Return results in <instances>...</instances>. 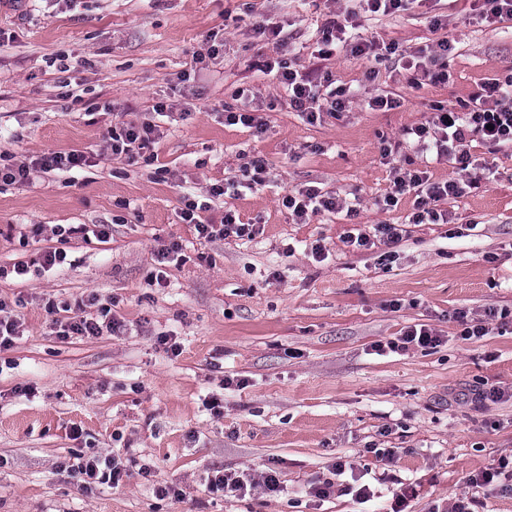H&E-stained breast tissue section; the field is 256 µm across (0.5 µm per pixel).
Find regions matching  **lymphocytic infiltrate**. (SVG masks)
<instances>
[{"label":"lymphocytic infiltrate","mask_w":512,"mask_h":512,"mask_svg":"<svg viewBox=\"0 0 512 512\" xmlns=\"http://www.w3.org/2000/svg\"><path fill=\"white\" fill-rule=\"evenodd\" d=\"M347 18L331 14L327 19L313 67L297 70L290 68L281 58H271L264 62L266 72L275 73L288 94V99L308 122L314 123L322 113L344 111L347 101L345 88L336 86L330 71L324 63L331 59L339 43L347 42ZM448 41L437 42L435 52L419 50L404 64L410 74L412 84H440L448 79L447 73L437 69L438 55L447 54ZM481 140L495 146L502 142H512V73L505 78H490L482 82L469 96L468 102L457 109H438L424 124L407 128L400 141L384 145L382 154L391 158L397 156L401 147L408 145L437 157L454 160L457 176L443 182L431 181L426 172L395 170L391 188L384 198L386 206L397 205L400 196L413 192L417 204L410 221L414 224H444L448 221L447 211L440 204L448 198L462 196L467 184L465 173L474 170L475 164L467 150L469 142ZM88 163L87 156L80 151H54L31 161H20L0 167V184H33L40 173L50 171H71ZM282 205L298 222H306L310 216L321 213L343 211L347 203L338 196L323 192L311 186L303 190L287 193ZM200 208L198 201L188 198L184 201L181 218L193 225L199 239L252 238L258 232L256 225L241 224L232 212H225L219 223L198 221L196 214ZM96 306V314H88L86 305ZM113 302L101 299L98 295L88 296L78 302L73 316L59 322L58 336L67 339L73 336L94 338L103 333H118L124 328L121 321L112 315ZM70 471L78 478L85 489H93L100 484L116 485L122 481L125 470L114 458L108 456L79 457L70 464Z\"/></svg>","instance_id":"lymphocytic-infiltrate-1"}]
</instances>
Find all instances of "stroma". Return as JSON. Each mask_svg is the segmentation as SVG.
<instances>
[{"label":"stroma","instance_id":"stroma-1","mask_svg":"<svg viewBox=\"0 0 512 512\" xmlns=\"http://www.w3.org/2000/svg\"><path fill=\"white\" fill-rule=\"evenodd\" d=\"M482 10L483 0H414L388 15L365 0H0V153L90 159L0 187V300L23 330L0 352V512H392L396 480L414 491L404 512H451L464 497L473 512H512L511 490L468 482L512 459V143H470L479 182L448 201L447 223H410L412 193L383 203L394 176L383 143L512 67V19ZM332 11L397 52L375 62L338 51L329 69L349 103L310 124L261 71L276 45L255 28L281 26L287 62L307 68ZM442 39L448 81L410 85L403 57ZM212 45L217 58L194 75ZM384 91L399 107L371 109ZM160 102L175 113L158 117ZM243 107L261 129L225 123ZM145 122L160 130L150 149L132 159L105 151L113 129ZM256 174L262 184L200 214L232 211L259 225L254 239L203 242L181 220L183 195ZM306 186L357 200V215L295 223L281 198ZM70 224L112 234L59 236ZM375 224L405 225L396 257L347 244L354 226ZM174 241L185 260L155 283L156 254ZM54 249L67 254L55 271L13 275ZM92 292L113 298L124 331L59 339L45 302ZM462 310L486 336L461 339ZM417 324L442 344L375 353ZM490 385L508 398L474 402ZM79 455L112 456L127 474L85 490L66 470ZM340 460L352 474L336 476ZM266 471L280 492L209 486ZM355 477L370 485L369 502L344 492ZM330 479L329 497L310 494ZM166 483L184 498L160 495Z\"/></svg>","mask_w":512,"mask_h":512}]
</instances>
